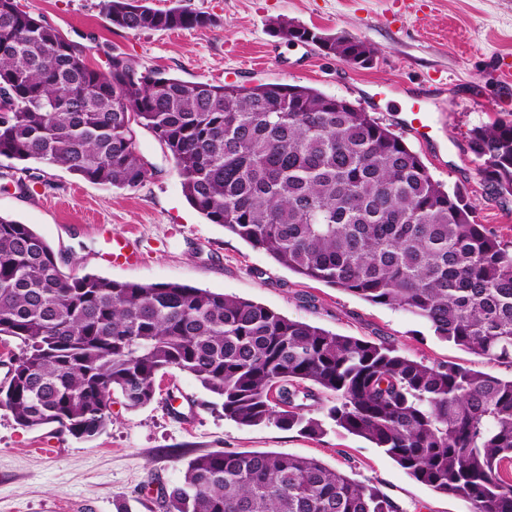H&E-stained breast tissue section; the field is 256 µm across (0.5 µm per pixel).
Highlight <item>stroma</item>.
Returning a JSON list of instances; mask_svg holds the SVG:
<instances>
[{
	"instance_id": "1",
	"label": "stroma",
	"mask_w": 512,
	"mask_h": 512,
	"mask_svg": "<svg viewBox=\"0 0 512 512\" xmlns=\"http://www.w3.org/2000/svg\"><path fill=\"white\" fill-rule=\"evenodd\" d=\"M24 10L85 46L91 67L118 54L139 70L189 82L302 85L351 101L393 131L410 92L444 84L427 142L407 137L431 176L461 190L476 221L512 241V196L485 185L468 148L471 130L512 115V82L497 74L512 54V0H149L208 13L207 28L125 31L111 27L102 0H19ZM288 21L370 44L374 60L354 67L274 29ZM137 151L148 164L133 190L108 189L61 167H47L31 191L0 188V215L30 225L58 253L65 272L142 284L181 283L272 308L288 318L370 342L394 343L430 365L455 364L497 377L512 365L437 339L403 310L372 304L278 265L185 199L173 160L143 128ZM126 237L138 259L112 264L108 242ZM154 401L112 406L105 430L89 440L46 426L29 430L0 409V512H165L163 493L181 484L185 463L215 451H275L313 457L354 472L403 512H470L467 502L416 481L382 449L331 427L308 436L225 418L191 374L168 369ZM54 449L45 457L43 449Z\"/></svg>"
}]
</instances>
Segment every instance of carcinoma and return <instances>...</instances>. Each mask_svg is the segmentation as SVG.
<instances>
[{
  "mask_svg": "<svg viewBox=\"0 0 512 512\" xmlns=\"http://www.w3.org/2000/svg\"><path fill=\"white\" fill-rule=\"evenodd\" d=\"M130 31L205 28V12L103 0ZM348 61L371 45L278 22ZM136 115L130 123L129 113ZM173 159L182 192L209 221L280 266L400 308L434 335L512 365V242L474 220L462 192L435 181L404 138L361 109L298 85L188 82L107 73L85 48L0 0V158L56 166L106 188L147 176L134 127ZM469 149L495 192L512 196V118L473 128ZM0 335L23 351L0 409L21 427L92 438L152 403L177 367L242 426L307 435L325 423L361 437L418 482L471 512H512V377L428 365L395 344L330 333L261 304L179 283L67 274L28 224L0 215ZM332 398L324 418L311 404ZM166 512H403L376 486L315 458L216 451L189 459Z\"/></svg>",
  "mask_w": 512,
  "mask_h": 512,
  "instance_id": "1",
  "label": "carcinoma"
}]
</instances>
